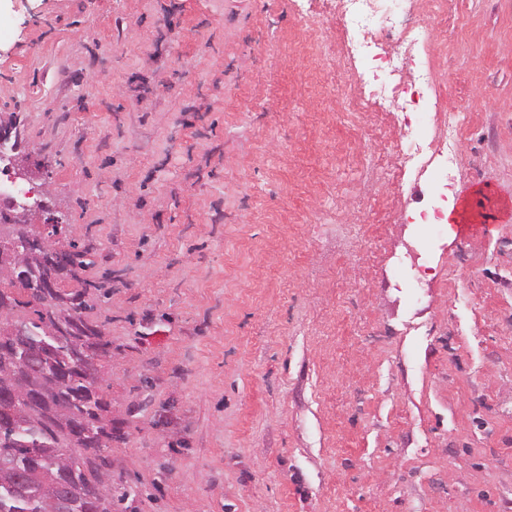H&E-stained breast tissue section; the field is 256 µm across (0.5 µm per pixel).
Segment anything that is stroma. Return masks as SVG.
<instances>
[{"mask_svg": "<svg viewBox=\"0 0 512 512\" xmlns=\"http://www.w3.org/2000/svg\"><path fill=\"white\" fill-rule=\"evenodd\" d=\"M447 2L404 14L437 91L398 118L334 0H0V121L90 253L60 288L109 344L127 512H512V216L415 222L512 202V0ZM424 113L450 173L389 178ZM481 199L490 203L491 209L487 217L493 221L498 220L501 215H509L511 213V205L496 199L489 190L468 193L464 197L458 218L453 222L460 235L466 236L477 228H482L483 232H489L491 224H474L484 222V214L474 206V204L479 206L482 202Z\"/></svg>", "mask_w": 512, "mask_h": 512, "instance_id": "35a3bbf8", "label": "stroma"}]
</instances>
